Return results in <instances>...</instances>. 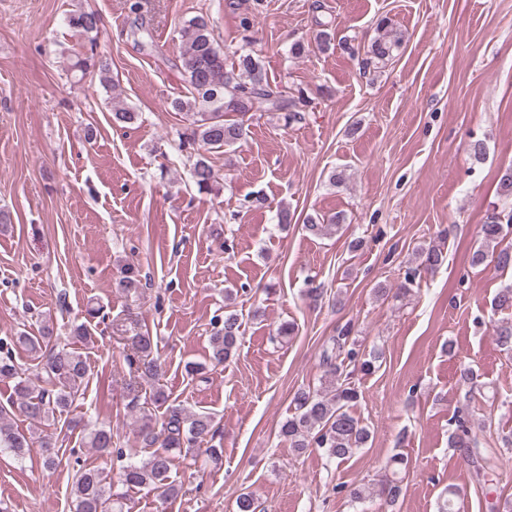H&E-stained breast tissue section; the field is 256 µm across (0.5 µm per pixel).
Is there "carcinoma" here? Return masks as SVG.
Listing matches in <instances>:
<instances>
[{
  "label": "carcinoma",
  "mask_w": 512,
  "mask_h": 512,
  "mask_svg": "<svg viewBox=\"0 0 512 512\" xmlns=\"http://www.w3.org/2000/svg\"><path fill=\"white\" fill-rule=\"evenodd\" d=\"M100 19L93 11L76 10L67 16V25L78 36L89 43V49L75 56L71 70L81 77L93 76L106 90L112 88L109 64L96 51V38ZM180 68L189 89V97L177 98L172 108L178 112L191 113L193 121L190 141L209 149L232 146L241 139L243 124L227 122L224 116L234 112L246 116L256 106H264L267 112H279L288 126L302 119V112L309 106V97L299 90L287 96L272 88L266 78L264 65L259 56L245 53L238 56L231 69H226L224 54L217 48L211 25L202 16L194 17L181 28ZM400 40L389 39L382 34L369 47L370 59L385 61L392 58ZM191 176L198 190L211 191L218 184L214 168L204 156H199L193 165ZM498 196L507 203L503 208L493 207L481 225L483 247L472 254L471 263L479 265L486 257V248L496 249L498 268L512 269V247H499L504 237L512 233V169L506 171L498 183ZM345 217L338 212L327 219L326 224L313 221L303 225L305 231L316 234L328 228L339 227ZM419 264L408 270L405 282L396 294H405L422 270H434L446 261L443 250L437 247L422 248L418 252ZM140 271L132 266L124 269L119 281L123 290L130 292L140 288ZM242 323L238 315L229 313L213 322L210 345L211 359L224 363L235 350ZM496 340L506 351L512 350V322L503 321L496 326ZM331 350L324 352L322 364L325 374L322 389L301 390L295 397V412L282 425V435L290 447L297 451L315 448L329 460H345L356 450L363 448L371 433L364 422L352 414V407L360 398L358 389L342 379L348 367L371 372L376 356L365 357L356 345L349 342V330L343 329L332 339ZM20 346L34 352L35 364L22 368L15 360L14 348ZM154 336L145 330L132 337L133 353L125 356L130 368L146 377L157 378L161 364L154 357ZM90 377V367L82 355L59 346L53 329L45 326L38 337L20 334L0 338V381L14 382L9 406L0 404V453L8 452L17 458L24 457L30 448L44 449L43 464L53 469L58 464L53 434L41 428L57 420L76 399L84 394ZM153 401L166 406L161 427L149 422L137 430L136 439L145 449L151 450L148 461L138 464L125 450L117 447L111 427L103 423L86 425L87 446L101 458L111 455L124 460L121 466V485L147 487L158 494L162 502L170 504L176 500L180 489L171 480L175 461L187 458L197 461L196 447L207 436H215L216 423L205 413H188L176 405H166L167 396L158 391ZM19 412L28 421V429L20 432L9 423L10 414ZM451 446L473 449V459L482 461L477 466L481 472L491 468L488 456L481 454L478 441L472 435L469 420L464 412L454 419ZM74 512H124L126 493L114 489L112 476L103 467L78 470L71 486Z\"/></svg>",
  "instance_id": "carcinoma-1"
}]
</instances>
